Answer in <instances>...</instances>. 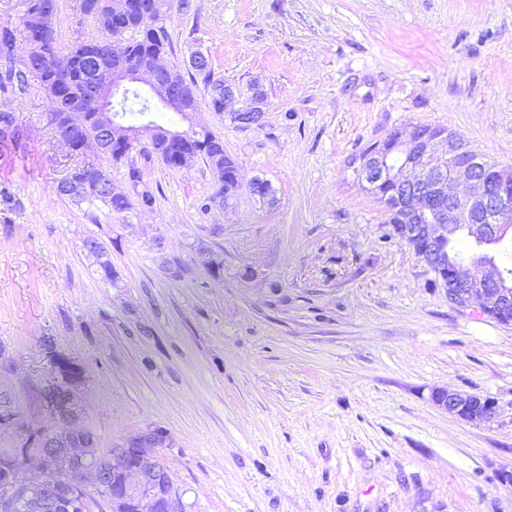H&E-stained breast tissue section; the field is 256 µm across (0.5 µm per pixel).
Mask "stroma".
Listing matches in <instances>:
<instances>
[{"label":"stroma","mask_w":512,"mask_h":512,"mask_svg":"<svg viewBox=\"0 0 512 512\" xmlns=\"http://www.w3.org/2000/svg\"><path fill=\"white\" fill-rule=\"evenodd\" d=\"M167 0L173 61L263 91L261 125L196 119L238 164L229 205L203 160L110 165L155 203L94 216L55 191L84 165L39 85L0 142V454L54 427L50 352L82 371L81 430L109 450L158 426L185 512H512V325L453 307L354 161L416 125L512 168V0ZM63 44L99 32L59 0ZM275 194H252L254 179ZM104 248L106 278L85 239ZM204 244V265L194 247ZM219 272H212V264ZM494 399L470 423L431 399Z\"/></svg>","instance_id":"obj_1"}]
</instances>
